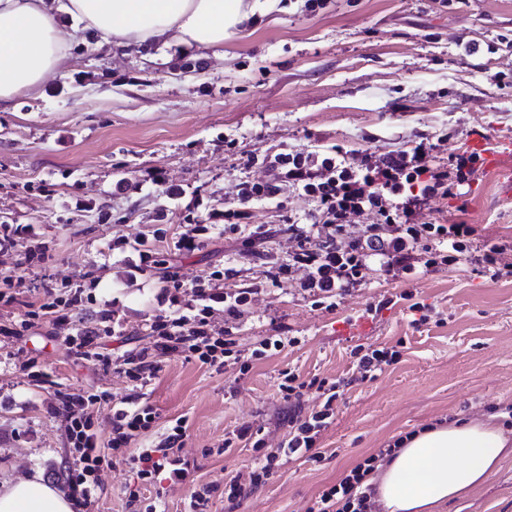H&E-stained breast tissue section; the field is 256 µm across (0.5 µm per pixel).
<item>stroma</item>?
<instances>
[{
	"mask_svg": "<svg viewBox=\"0 0 512 512\" xmlns=\"http://www.w3.org/2000/svg\"><path fill=\"white\" fill-rule=\"evenodd\" d=\"M511 32L512 0H464L455 10L441 0H329L313 13L303 0H281L197 70L176 67L180 57L199 58L189 48H84L39 95L0 112V222L17 231L13 248L0 251V271L23 273L29 300L82 287L79 318L116 322L105 346L117 355L152 344L147 326L170 312L171 280L184 304L198 285L254 289L234 323L239 363L217 372L182 352L161 355L142 400L156 414L152 436L185 418L183 451L215 512H308L322 490L396 438L512 403V280H490L471 262L410 282L375 267L337 309L315 307L276 268L293 247L290 220L316 213L317 203L272 160L336 145L354 155L399 150L445 128L455 136L437 149L442 161L477 130L512 140V86L498 81L512 69V44L500 41ZM469 42L484 52L464 53ZM501 179L482 167L462 194L432 200L428 219L474 225L479 248L512 240V196ZM256 182L277 185V196L240 203L238 189ZM239 208L262 239L225 235V211ZM190 224L202 227L197 245L177 250ZM404 291L443 311L445 323L414 325L407 302L391 301ZM69 332V323L43 317L24 335H0V479L36 468L63 486L71 455L52 411L57 392L106 394L93 413L106 439L113 402L132 391L113 369L72 357L60 343ZM266 336L301 343L253 358ZM399 341L396 365L345 389L320 440L321 462H288L228 504L224 485L254 452L222 451L224 435L253 424L278 446L288 434L284 370L342 378L355 345ZM28 363L42 385L24 377ZM129 479L123 462L103 465L102 492L87 512H133L122 494ZM444 512H512V456Z\"/></svg>",
	"mask_w": 512,
	"mask_h": 512,
	"instance_id": "stroma-1",
	"label": "stroma"
}]
</instances>
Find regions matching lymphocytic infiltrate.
I'll use <instances>...</instances> for the list:
<instances>
[{"instance_id": "1", "label": "lymphocytic infiltrate", "mask_w": 512, "mask_h": 512, "mask_svg": "<svg viewBox=\"0 0 512 512\" xmlns=\"http://www.w3.org/2000/svg\"><path fill=\"white\" fill-rule=\"evenodd\" d=\"M444 130L421 135L406 149L379 153L364 151L350 158L342 148L324 151L282 153L277 164L285 168L289 180L318 204L317 215L304 224L288 225L297 248L285 267L286 272L304 269L302 290L312 295L317 306L335 310L344 296L366 279L372 265L386 274L405 280L417 279L424 272L452 268L475 261L491 280L512 277V241H500L475 249L476 229L470 224H439L426 220L425 210L436 197H448L460 190L478 171L479 155L460 151L438 163L434 152L438 143L451 138ZM371 216L359 234H352L355 217ZM331 227L332 234L320 241L317 224ZM252 289L239 288L224 294L207 288L195 291L193 302L157 316L149 326L152 347L111 357L101 352L102 337L115 329L101 325H74L71 335L61 342L79 359H95L102 365L125 373L131 380L148 382L159 372L160 355L185 352L206 367L218 370L233 357L236 342L209 321L212 303L224 305L228 320H236L248 305ZM349 379L312 378L298 381L286 372L278 389L290 408L288 437L279 447H266L260 431L252 425L237 427L233 441L252 446L255 457L246 472L230 478L229 502L246 497L272 474L281 461H319L323 453L320 439L333 423L336 402L349 382L376 380L387 367L400 360L393 347L357 345ZM315 391L318 402L312 408L302 405L306 391ZM105 394L89 392L73 397L63 395L58 407L66 422L72 459L65 472L77 508H85L100 490L99 473L108 457H115L135 473L140 487L129 491V503L144 504V512H163L161 500L145 501L142 487L166 481L190 487L186 512H210L208 490L194 476L195 466L182 455L184 419L169 425L160 441L145 440L143 434L153 420L152 409L131 395L112 406V436L101 440L93 428V408L105 401ZM395 444L378 449L362 459L319 495L309 512H378L371 475L390 461Z\"/></svg>"}]
</instances>
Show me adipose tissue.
<instances>
[{"label":"adipose tissue","instance_id":"obj_1","mask_svg":"<svg viewBox=\"0 0 512 512\" xmlns=\"http://www.w3.org/2000/svg\"><path fill=\"white\" fill-rule=\"evenodd\" d=\"M280 0H0V112L38 94L78 46L190 47L224 53ZM512 435L495 416L434 425L405 438L371 478L384 512H442L483 484L508 456ZM0 512H73L40 471L0 481Z\"/></svg>","mask_w":512,"mask_h":512}]
</instances>
